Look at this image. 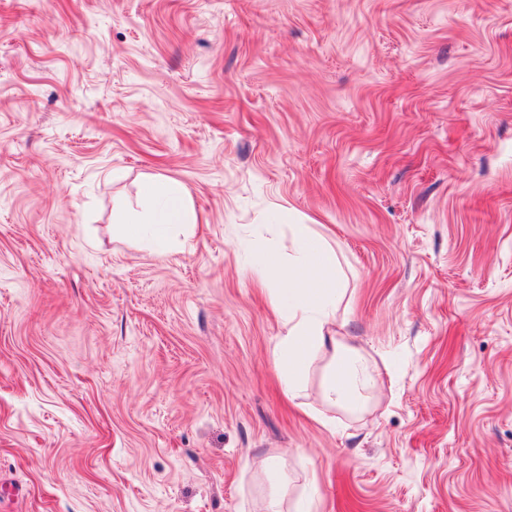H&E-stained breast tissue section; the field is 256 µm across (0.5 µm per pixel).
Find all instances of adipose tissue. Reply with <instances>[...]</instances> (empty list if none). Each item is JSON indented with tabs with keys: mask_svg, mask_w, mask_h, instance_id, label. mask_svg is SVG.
Instances as JSON below:
<instances>
[{
	"mask_svg": "<svg viewBox=\"0 0 512 512\" xmlns=\"http://www.w3.org/2000/svg\"><path fill=\"white\" fill-rule=\"evenodd\" d=\"M146 209L142 219L132 223V233L146 236L155 252H167L172 230L196 223L182 188L172 183L147 182L143 187ZM294 245L288 257L266 254L264 262L283 281L285 333L280 341L278 368L289 383L309 360L313 350L331 348L332 367L323 388L329 404L361 405V392L373 378L351 349L331 336L329 326L336 310V255L307 225H293Z\"/></svg>",
	"mask_w": 512,
	"mask_h": 512,
	"instance_id": "obj_1",
	"label": "adipose tissue"
}]
</instances>
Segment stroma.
Listing matches in <instances>:
<instances>
[{
  "mask_svg": "<svg viewBox=\"0 0 512 512\" xmlns=\"http://www.w3.org/2000/svg\"><path fill=\"white\" fill-rule=\"evenodd\" d=\"M151 178L198 216L163 255ZM285 212L361 411L330 350L278 376ZM274 493L512 512V0H0V512ZM294 233L288 261L277 253H267L264 263L276 272L283 288L286 312L283 318L278 369L288 378V394L296 393L297 375L313 350L330 345L332 367L323 388L324 399L333 406L345 403L353 409L361 405V392L373 378L357 355L331 336L329 325L336 310V254L306 224H288Z\"/></svg>",
  "mask_w": 512,
  "mask_h": 512,
  "instance_id": "obj_1",
  "label": "stroma"
}]
</instances>
